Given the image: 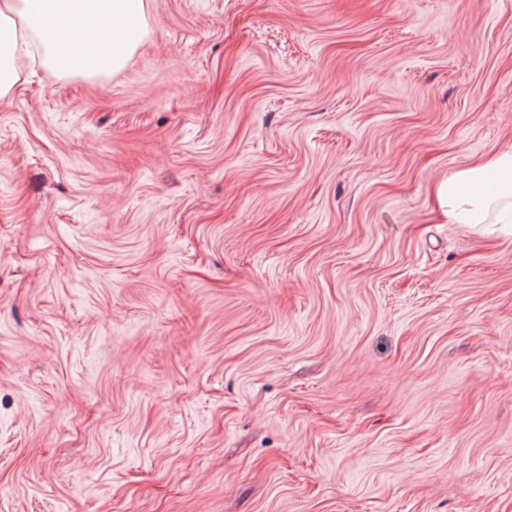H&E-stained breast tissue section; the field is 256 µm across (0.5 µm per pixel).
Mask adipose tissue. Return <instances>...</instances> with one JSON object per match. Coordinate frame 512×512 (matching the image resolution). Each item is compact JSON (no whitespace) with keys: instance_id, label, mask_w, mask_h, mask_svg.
<instances>
[{"instance_id":"ef3b65f1","label":"adipose tissue","mask_w":512,"mask_h":512,"mask_svg":"<svg viewBox=\"0 0 512 512\" xmlns=\"http://www.w3.org/2000/svg\"><path fill=\"white\" fill-rule=\"evenodd\" d=\"M146 33L145 0H0V98L26 37L60 76L95 78L120 71ZM438 195L449 223L511 224L512 147L452 173Z\"/></svg>"}]
</instances>
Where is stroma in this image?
Returning a JSON list of instances; mask_svg holds the SVG:
<instances>
[{
  "label": "stroma",
  "mask_w": 512,
  "mask_h": 512,
  "mask_svg": "<svg viewBox=\"0 0 512 512\" xmlns=\"http://www.w3.org/2000/svg\"><path fill=\"white\" fill-rule=\"evenodd\" d=\"M0 101V512H512V0H145ZM494 178L497 190L489 195L484 187ZM443 213L451 224L512 223V146L448 176L438 190ZM511 231H512V226Z\"/></svg>",
  "instance_id": "obj_1"
}]
</instances>
